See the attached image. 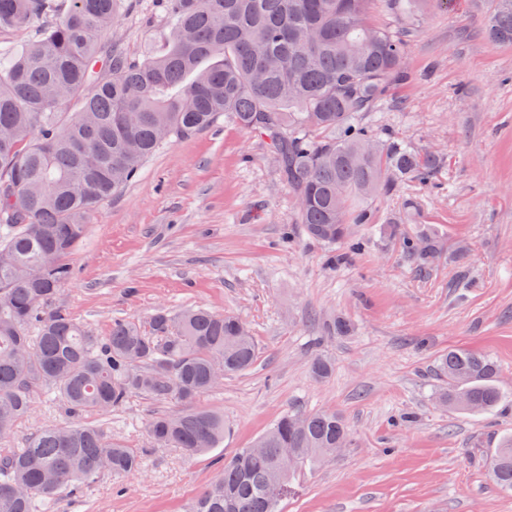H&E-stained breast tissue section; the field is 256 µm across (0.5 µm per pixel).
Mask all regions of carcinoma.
<instances>
[{
	"instance_id": "1",
	"label": "carcinoma",
	"mask_w": 512,
	"mask_h": 512,
	"mask_svg": "<svg viewBox=\"0 0 512 512\" xmlns=\"http://www.w3.org/2000/svg\"><path fill=\"white\" fill-rule=\"evenodd\" d=\"M120 2L68 0L62 12L57 0H0V35L38 33L0 70V439L39 391L75 417L139 395L177 404L150 419L148 444L196 457L224 440V415L198 405L221 385L215 367L230 376L257 361L249 326L205 308L164 309L145 325L115 320L101 339L44 304L71 280L68 258L97 208L164 144L226 112L269 141L306 234L360 250L352 229L373 223L370 205L407 180L430 182L442 163L361 122L403 73L409 33L432 0H161L169 34L147 57L105 40ZM378 7L394 24L372 22ZM485 31L512 46V0H492ZM72 100L80 111H61ZM402 247L428 268L445 244L424 227ZM440 371V405L469 414L499 405L488 356L453 349ZM350 443L336 412L288 411L254 442L258 451L224 460L192 512H279L302 470ZM486 463L512 492V433ZM142 465L101 426L45 425L0 455V512H54L97 475Z\"/></svg>"
}]
</instances>
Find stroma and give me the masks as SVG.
Masks as SVG:
<instances>
[{
	"label": "stroma",
	"instance_id": "35a3bbf8",
	"mask_svg": "<svg viewBox=\"0 0 512 512\" xmlns=\"http://www.w3.org/2000/svg\"><path fill=\"white\" fill-rule=\"evenodd\" d=\"M162 18L157 0H123L108 38L131 54L155 49ZM405 69L365 121L443 164L431 184L408 181L373 203V223L355 229L358 253L337 255L303 233L266 140L228 114L163 146L95 211L52 308L106 336L116 319L204 306L246 322L259 357L200 399L224 415V440L204 455L147 447L148 420L170 402L134 395L85 416L139 452L143 468L99 475L55 512H187L225 458L292 408L336 411L352 442L304 471L281 512H512V493L484 466L512 432V47L488 40L476 0H449L429 9ZM390 224L429 225L448 249L416 273ZM457 347L494 361V411L437 404V362ZM317 357L330 365L321 379ZM69 421L37 394L0 447Z\"/></svg>",
	"mask_w": 512,
	"mask_h": 512
}]
</instances>
